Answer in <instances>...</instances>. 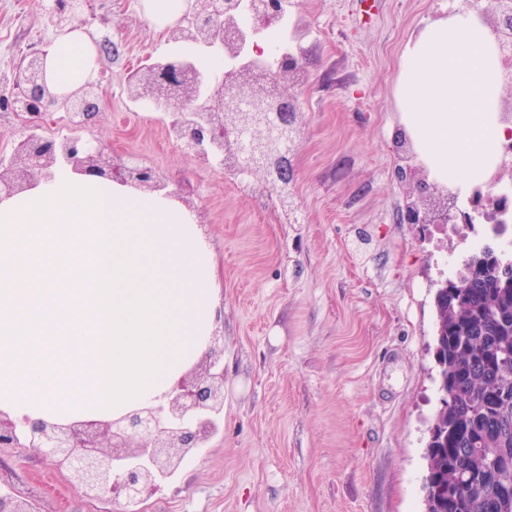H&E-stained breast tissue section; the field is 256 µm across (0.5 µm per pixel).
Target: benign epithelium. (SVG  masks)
Instances as JSON below:
<instances>
[{
    "instance_id": "benign-epithelium-1",
    "label": "benign epithelium",
    "mask_w": 512,
    "mask_h": 512,
    "mask_svg": "<svg viewBox=\"0 0 512 512\" xmlns=\"http://www.w3.org/2000/svg\"><path fill=\"white\" fill-rule=\"evenodd\" d=\"M284 0H186L182 16L163 30L169 42L200 41L228 62L220 78L203 73L189 61L159 58L137 69L126 82L130 100H148L171 114L169 135L186 156L204 162L232 163L250 174H263L279 187L282 207L294 211L291 187L296 173L293 155L300 137L299 98L285 86L299 87L306 71L304 57H288L268 69L257 36L277 25ZM48 13L61 33L81 27L78 0H51ZM479 15L495 36L504 66L502 119L512 124V0H487ZM45 47L32 48L19 65L17 93L3 95L5 110L17 114L24 133L13 155L0 161V200L22 194L54 179L61 166L85 176L161 192L166 184L151 168L132 159L118 164L108 146L72 134L61 140L39 135L47 111L66 114L71 127L85 130L101 116L99 78L89 77L60 94L47 80ZM396 179L412 184L400 220L404 224H470L482 217L497 222L505 200L486 199L474 187L469 207L428 181L421 165L395 170ZM488 183L512 185L507 154ZM224 410V341L211 333L199 361L176 378L152 403L116 416L48 421L21 420L0 409V447L35 448L68 472L84 496L136 505L152 494L188 454L205 448L219 432ZM0 512H30L29 501L0 495Z\"/></svg>"
}]
</instances>
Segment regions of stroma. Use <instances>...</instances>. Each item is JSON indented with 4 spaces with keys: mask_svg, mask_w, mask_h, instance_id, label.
Returning a JSON list of instances; mask_svg holds the SVG:
<instances>
[{
    "mask_svg": "<svg viewBox=\"0 0 512 512\" xmlns=\"http://www.w3.org/2000/svg\"><path fill=\"white\" fill-rule=\"evenodd\" d=\"M461 0H295L307 35L302 138L285 223L265 178L182 154L155 112L132 106L128 70L169 44L141 0H87L92 32L119 47L84 130L115 159L153 167L208 237L223 307L220 432L142 512H424L433 296L465 244L443 224H404L395 88L408 38ZM43 0H0V93L28 50L53 42ZM0 492L40 512H120L90 501L31 448H0Z\"/></svg>",
    "mask_w": 512,
    "mask_h": 512,
    "instance_id": "stroma-1",
    "label": "stroma"
}]
</instances>
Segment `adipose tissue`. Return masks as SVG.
<instances>
[{"instance_id": "obj_1", "label": "adipose tissue", "mask_w": 512, "mask_h": 512, "mask_svg": "<svg viewBox=\"0 0 512 512\" xmlns=\"http://www.w3.org/2000/svg\"><path fill=\"white\" fill-rule=\"evenodd\" d=\"M91 58L84 38H57L47 61L49 83L61 92L77 88L91 74ZM500 71L494 37L472 9L429 21L408 41L397 104L430 181L465 195L498 166L507 134Z\"/></svg>"}]
</instances>
